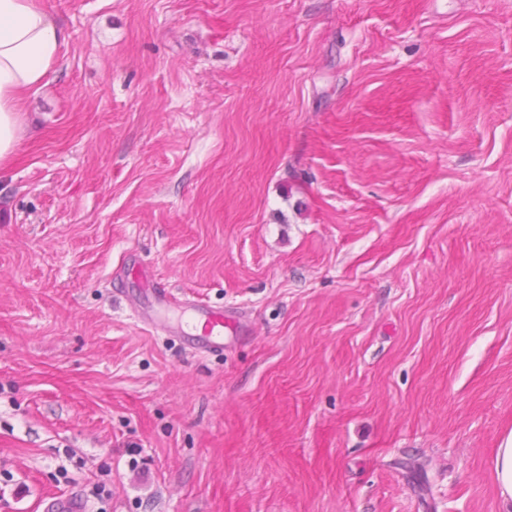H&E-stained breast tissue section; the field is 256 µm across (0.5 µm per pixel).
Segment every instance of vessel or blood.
Here are the masks:
<instances>
[{"instance_id":"b4317fda","label":"vessel or blood","mask_w":512,"mask_h":512,"mask_svg":"<svg viewBox=\"0 0 512 512\" xmlns=\"http://www.w3.org/2000/svg\"><path fill=\"white\" fill-rule=\"evenodd\" d=\"M140 280L148 294L144 305L135 308V317L148 327H160L170 335L181 337L192 351L220 350L227 340L251 333L248 324L235 312L215 309L194 299L176 297L148 271H141ZM171 308L181 310L182 318L161 323L157 317L158 311ZM43 512H89V507L79 492L68 491L46 497Z\"/></svg>"}]
</instances>
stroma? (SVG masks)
Instances as JSON below:
<instances>
[{"label": "stroma", "instance_id": "1", "mask_svg": "<svg viewBox=\"0 0 512 512\" xmlns=\"http://www.w3.org/2000/svg\"><path fill=\"white\" fill-rule=\"evenodd\" d=\"M0 165V512H503L512 0H45ZM134 254L251 328H143ZM43 512H89L84 497L77 491L50 495L44 499Z\"/></svg>", "mask_w": 512, "mask_h": 512}]
</instances>
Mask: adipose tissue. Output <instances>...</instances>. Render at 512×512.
I'll use <instances>...</instances> for the list:
<instances>
[{
    "mask_svg": "<svg viewBox=\"0 0 512 512\" xmlns=\"http://www.w3.org/2000/svg\"><path fill=\"white\" fill-rule=\"evenodd\" d=\"M64 43L44 0H0V164L13 157L27 99L47 84Z\"/></svg>",
    "mask_w": 512,
    "mask_h": 512,
    "instance_id": "1",
    "label": "adipose tissue"
}]
</instances>
